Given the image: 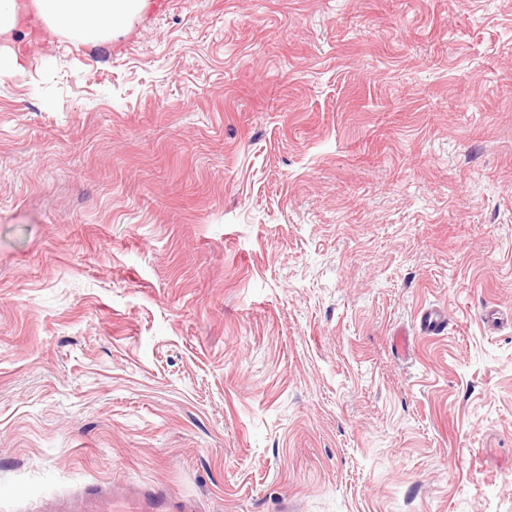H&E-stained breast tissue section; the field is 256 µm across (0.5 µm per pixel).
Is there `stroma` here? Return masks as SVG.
Instances as JSON below:
<instances>
[{"label":"stroma","instance_id":"1","mask_svg":"<svg viewBox=\"0 0 512 512\" xmlns=\"http://www.w3.org/2000/svg\"><path fill=\"white\" fill-rule=\"evenodd\" d=\"M12 55L0 512H512V0H151ZM448 323V313L441 309L425 310L420 317L419 325L423 333L437 335L443 332ZM106 497H112L106 489L102 487L91 488L80 499L56 510L59 512H96L97 510L89 509L92 503Z\"/></svg>","mask_w":512,"mask_h":512}]
</instances>
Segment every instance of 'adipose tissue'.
Masks as SVG:
<instances>
[{
  "instance_id": "adipose-tissue-1",
  "label": "adipose tissue",
  "mask_w": 512,
  "mask_h": 512,
  "mask_svg": "<svg viewBox=\"0 0 512 512\" xmlns=\"http://www.w3.org/2000/svg\"><path fill=\"white\" fill-rule=\"evenodd\" d=\"M34 6L56 30L93 39L125 30L148 0H34Z\"/></svg>"
}]
</instances>
